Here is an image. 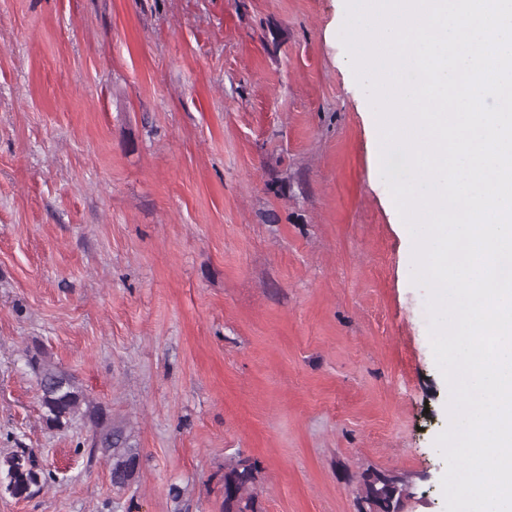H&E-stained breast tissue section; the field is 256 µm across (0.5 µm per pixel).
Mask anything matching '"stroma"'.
Returning a JSON list of instances; mask_svg holds the SVG:
<instances>
[{
	"instance_id": "obj_1",
	"label": "stroma",
	"mask_w": 512,
	"mask_h": 512,
	"mask_svg": "<svg viewBox=\"0 0 512 512\" xmlns=\"http://www.w3.org/2000/svg\"><path fill=\"white\" fill-rule=\"evenodd\" d=\"M344 0H0V512H357L363 472L444 512L448 385L377 173ZM39 347L126 425L40 419ZM0 474L10 477L12 497L30 498L39 493L45 481V470L35 452L30 448H17L6 455H0ZM258 461L238 459L224 465V512H258Z\"/></svg>"
}]
</instances>
